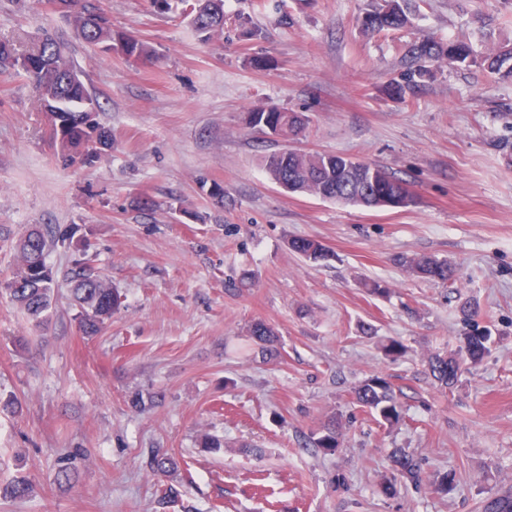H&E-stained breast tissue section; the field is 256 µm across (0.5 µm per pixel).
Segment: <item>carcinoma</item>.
Wrapping results in <instances>:
<instances>
[{"label": "carcinoma", "instance_id": "cac0c4a2", "mask_svg": "<svg viewBox=\"0 0 512 512\" xmlns=\"http://www.w3.org/2000/svg\"><path fill=\"white\" fill-rule=\"evenodd\" d=\"M174 1L190 5L192 27L201 38L210 40L224 32V0H153V3L161 11H170ZM411 7L412 0H381L360 21V30L370 36L398 29L407 23ZM60 8L69 17L77 37L101 53L110 56L117 52L137 63H159L158 52L148 42L132 35L119 37L112 28L99 25L100 16L107 14L103 0H61ZM472 58V47L463 41L427 40L415 44L409 49L408 63L391 82L390 92L409 102L418 88L435 78L441 64L454 68L472 62ZM481 65L491 74L512 77V48L485 54ZM71 69L62 44L49 34L29 50L10 41H0V73H22L33 82L38 110L43 112L48 126L54 127L60 116L66 117L65 126L53 137L57 157L66 164H74L92 149L96 161L100 162L112 150V134L98 120V98L81 79L70 77ZM248 122L272 128L273 136L285 141L301 136L308 124L303 115L278 106L249 112ZM262 166L271 181L293 193L371 208L381 203L366 190L375 184H385L391 196L401 201V206L415 203L402 179L378 166L334 153L277 152L265 156ZM57 243L68 245L75 254L71 267L61 277L45 260L46 252ZM288 247L312 262L327 257L326 247L315 238H293L288 241ZM18 252L21 263L8 281L6 291L10 301L26 314L35 329L48 327L54 293L61 281L70 287L78 307V326L85 334H97L112 317L119 295L87 258L81 243L74 241L73 232L47 236L33 228L20 239ZM404 265L413 276L423 280L443 284L456 280L455 267L432 256L411 257L404 260ZM249 338L263 358L275 359L280 355L277 333L269 324L254 322L249 328ZM489 341L485 330L475 328L466 333L460 355L434 354L428 358L430 376L445 389L454 387L462 374V365L481 364L489 353ZM354 400L360 407L376 412L386 423L400 420L401 408L393 384L382 375L374 374L356 386ZM341 437L336 424L328 423L309 437L306 446L334 452L341 446ZM391 459L397 476L381 485L380 493L386 497L398 494V480L417 483L421 479L420 468L412 455L397 448ZM145 466L163 476L179 469L176 457L162 448L148 452ZM32 494V484L22 475L0 482L1 499L23 501ZM483 512H512V487L487 498Z\"/></svg>", "mask_w": 512, "mask_h": 512}]
</instances>
